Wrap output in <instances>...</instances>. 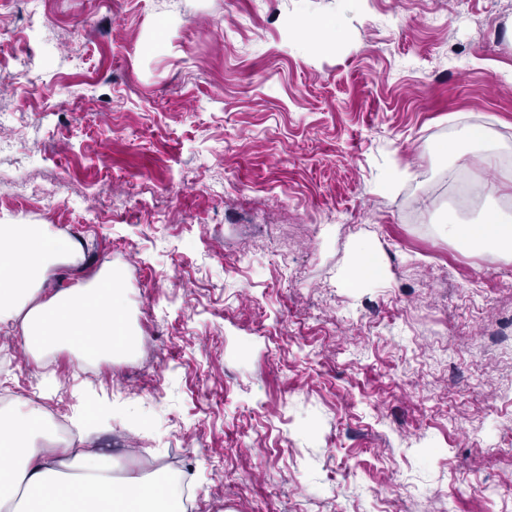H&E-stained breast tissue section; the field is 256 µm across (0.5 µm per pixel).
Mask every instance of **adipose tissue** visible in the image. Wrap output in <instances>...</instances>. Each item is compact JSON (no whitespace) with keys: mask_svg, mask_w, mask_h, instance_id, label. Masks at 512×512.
<instances>
[{"mask_svg":"<svg viewBox=\"0 0 512 512\" xmlns=\"http://www.w3.org/2000/svg\"><path fill=\"white\" fill-rule=\"evenodd\" d=\"M442 222L460 244L512 254V214L494 201L472 219ZM77 249L49 224H0V333L21 332L35 365L66 345L83 360L120 358L135 347L125 292L112 276L38 300L45 272ZM46 416L30 401L0 411V512H186L182 482L167 467L123 469L104 449L60 444L47 438Z\"/></svg>","mask_w":512,"mask_h":512,"instance_id":"adipose-tissue-1","label":"adipose tissue"}]
</instances>
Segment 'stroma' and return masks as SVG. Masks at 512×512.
<instances>
[{"label": "stroma", "instance_id": "1", "mask_svg": "<svg viewBox=\"0 0 512 512\" xmlns=\"http://www.w3.org/2000/svg\"><path fill=\"white\" fill-rule=\"evenodd\" d=\"M0 113V222L80 242L44 294L117 272L137 338L52 353L42 405H115L100 447L180 451L195 512H512V257L437 230L512 173V0H12ZM464 125L490 165L441 152ZM28 361L0 333V398ZM382 277L383 272L380 273V267L371 256L370 251L365 245H360L350 270L344 275V281H373L380 280Z\"/></svg>", "mask_w": 512, "mask_h": 512}]
</instances>
